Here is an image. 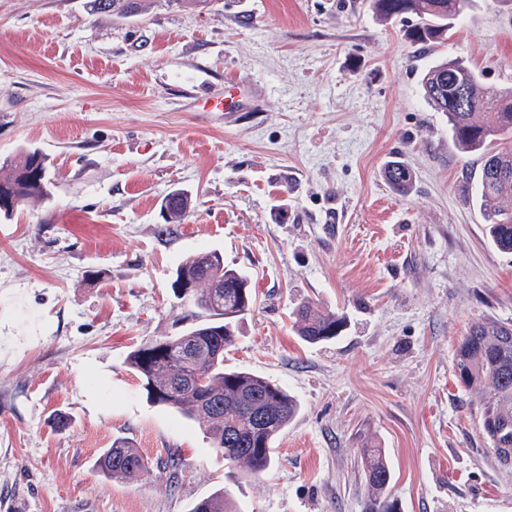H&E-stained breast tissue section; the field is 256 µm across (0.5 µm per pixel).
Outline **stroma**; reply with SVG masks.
<instances>
[{"mask_svg": "<svg viewBox=\"0 0 512 512\" xmlns=\"http://www.w3.org/2000/svg\"><path fill=\"white\" fill-rule=\"evenodd\" d=\"M406 28L369 0H153L129 17L0 0V162L36 149L52 177L49 199L0 217V512H192L221 488L239 512H362L371 445L401 512H512V471L454 372L474 322L512 324V252L475 205L477 157L423 98L437 55ZM445 53L512 83V0L468 8ZM228 82L248 95L229 116L207 101ZM392 161L409 192L385 181ZM174 190L189 207L166 235ZM214 249L257 300L226 365L300 404L260 475L125 365L191 324L172 283ZM305 300L346 316L336 340L296 335ZM116 439L148 473L105 476ZM383 175L387 183L401 193H407L412 188L413 172L403 162H390L384 168Z\"/></svg>", "mask_w": 512, "mask_h": 512, "instance_id": "stroma-1", "label": "stroma"}]
</instances>
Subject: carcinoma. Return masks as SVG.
I'll return each instance as SVG.
<instances>
[{
	"instance_id": "cac0c4a2",
	"label": "carcinoma",
	"mask_w": 512,
	"mask_h": 512,
	"mask_svg": "<svg viewBox=\"0 0 512 512\" xmlns=\"http://www.w3.org/2000/svg\"><path fill=\"white\" fill-rule=\"evenodd\" d=\"M475 0H371L383 22L415 18L406 38L419 49L448 44L455 21ZM97 13L118 16L145 11L147 0H91ZM425 101L448 118L455 148L481 161L475 199L489 224L494 246L512 251V86L485 85L480 72L459 58L442 59L422 73ZM384 178L406 193L413 172L392 161ZM52 185L46 157L27 150L0 163V216L10 218L29 202L46 199ZM189 201L173 191L164 207L173 224L183 220ZM249 277L224 266L216 250L189 257L178 269L175 285L197 310L199 323L177 336L137 346L127 356L128 370L139 378L150 398L203 426L210 447L234 466L253 473L271 468L273 444L296 417L300 405L283 387L258 374L224 366V352L234 346L239 324L255 305ZM297 336L310 345L336 338L346 325L339 312L313 302L293 311ZM458 381L479 399L480 428L489 445L503 449L497 458L512 468V326L487 319L471 326L455 353ZM367 487L364 512H400L389 493L391 470L385 449L373 446L360 454ZM99 465L113 478L147 471L140 452L116 440ZM192 512H238L224 491L199 500Z\"/></svg>"
}]
</instances>
